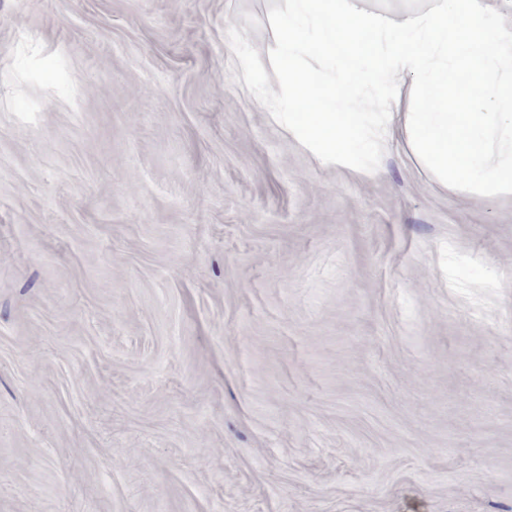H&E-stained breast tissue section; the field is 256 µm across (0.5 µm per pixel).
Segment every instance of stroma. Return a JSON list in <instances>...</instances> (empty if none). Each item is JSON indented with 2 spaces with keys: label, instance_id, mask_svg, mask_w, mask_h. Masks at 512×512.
I'll list each match as a JSON object with an SVG mask.
<instances>
[{
  "label": "stroma",
  "instance_id": "35a3bbf8",
  "mask_svg": "<svg viewBox=\"0 0 512 512\" xmlns=\"http://www.w3.org/2000/svg\"><path fill=\"white\" fill-rule=\"evenodd\" d=\"M287 18L0 0V512H512V193L323 165Z\"/></svg>",
  "mask_w": 512,
  "mask_h": 512
}]
</instances>
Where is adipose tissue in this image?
Here are the masks:
<instances>
[{
    "mask_svg": "<svg viewBox=\"0 0 512 512\" xmlns=\"http://www.w3.org/2000/svg\"><path fill=\"white\" fill-rule=\"evenodd\" d=\"M278 45L292 58L279 98L256 97L322 163L356 168L353 147L407 135L440 178L476 191L512 190V19L489 21L485 0H429L397 15L363 0H289ZM369 40L355 50L348 30ZM316 58L319 80L300 63ZM420 87L421 100L412 89ZM379 111L354 108L358 96ZM489 111L470 112L474 100Z\"/></svg>",
    "mask_w": 512,
    "mask_h": 512,
    "instance_id": "obj_1",
    "label": "adipose tissue"
}]
</instances>
